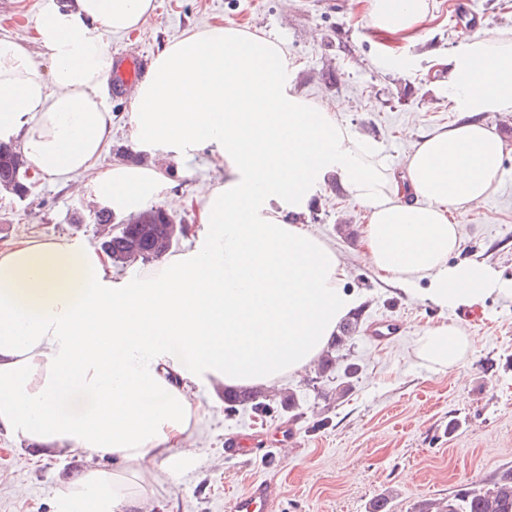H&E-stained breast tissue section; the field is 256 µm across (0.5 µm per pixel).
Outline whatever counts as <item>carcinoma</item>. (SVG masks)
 <instances>
[{
    "mask_svg": "<svg viewBox=\"0 0 512 512\" xmlns=\"http://www.w3.org/2000/svg\"><path fill=\"white\" fill-rule=\"evenodd\" d=\"M26 161L17 148L0 142V185L18 192L26 186ZM174 218L166 210L155 207L126 219L117 231L110 233L102 242V248L118 268H126L138 261L147 262L166 254L179 241L171 237L170 224ZM361 323V314L355 313L339 325V332L319 365L313 382L327 373L339 369L336 398L344 397L354 386L360 367L351 358L352 342ZM230 407L250 406L253 413H271L273 405L293 410L296 408L294 394L271 396L266 390L239 392L224 397ZM411 512H512V469L499 474L488 482H471L445 497L419 500Z\"/></svg>",
    "mask_w": 512,
    "mask_h": 512,
    "instance_id": "1",
    "label": "carcinoma"
}]
</instances>
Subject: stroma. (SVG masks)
<instances>
[{
  "instance_id": "stroma-1",
  "label": "stroma",
  "mask_w": 512,
  "mask_h": 512,
  "mask_svg": "<svg viewBox=\"0 0 512 512\" xmlns=\"http://www.w3.org/2000/svg\"><path fill=\"white\" fill-rule=\"evenodd\" d=\"M43 2L0 0V38L25 44L41 62L46 56L33 27ZM158 2L130 34L100 29L108 49L153 56L168 41L209 24L251 26L285 43L299 90L326 107L343 102V122L379 140L386 164L398 171L421 135L458 118L448 109L441 67L459 46L458 29L467 21L485 31L512 29V0H431L433 18L410 44L374 35L349 0ZM387 44L399 54L400 69L376 67ZM106 105L112 139L100 160L104 167L125 160L133 147L130 100L115 96ZM485 121L506 144L503 168L495 191L455 218L466 229L464 256L485 260L512 280V113ZM160 165L173 192L190 202L224 181V166L207 150ZM72 184L35 177L26 199L0 193V249L20 239L101 242L95 204ZM304 222L340 252L348 285L363 298V323L396 319L401 335L379 343L358 332L359 380L328 404L316 398L306 374L277 385L296 394L298 408L264 419L245 408L227 413L223 402L200 390L208 413L197 436L198 458L174 473L158 468L152 512H231L233 497L263 479L280 487L276 512H366L382 495L391 496L393 512H410L416 500L448 496L512 467V295L487 298L477 322L426 300H407L358 260L360 239L337 232L340 224L360 227L362 213L333 185L318 190ZM444 320L461 322L477 346L460 366L437 373L414 359L413 340ZM238 433L252 440L251 454H226ZM84 464L83 457L44 456L0 435V512H61L62 486Z\"/></svg>"
}]
</instances>
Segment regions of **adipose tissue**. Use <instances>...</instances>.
I'll list each match as a JSON object with an SVG mask.
<instances>
[{"instance_id": "obj_1", "label": "adipose tissue", "mask_w": 512, "mask_h": 512, "mask_svg": "<svg viewBox=\"0 0 512 512\" xmlns=\"http://www.w3.org/2000/svg\"><path fill=\"white\" fill-rule=\"evenodd\" d=\"M378 34L415 39L430 0H360ZM156 0H46L34 39L0 40V138L32 170L96 169L80 192L119 214L173 207L156 165L99 167L112 117L101 94L113 58L95 31L131 33ZM452 126L424 134L395 171L379 145L293 84L283 44L249 27L213 25L168 43L138 85L130 114L137 151L188 157L211 149L223 184L198 202L193 249L138 278L112 275L99 247L24 239L0 250V429L87 465L61 490L65 512H149L154 464L194 461L207 413L196 387L248 389L301 376L358 297L339 252L300 217L336 181L363 212L360 259L408 299L443 309L512 294L489 263L462 256L454 212L485 200L505 158L482 120L512 112V31H465L445 62ZM475 348L440 322L414 340L436 371ZM116 461L114 469L99 459Z\"/></svg>"}]
</instances>
